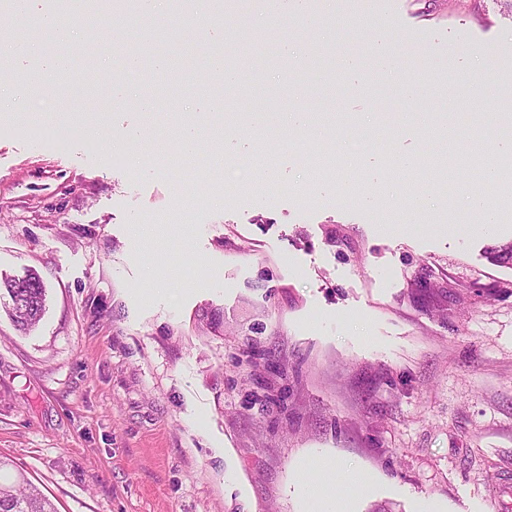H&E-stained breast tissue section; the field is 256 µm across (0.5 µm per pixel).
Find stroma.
<instances>
[{"instance_id": "1", "label": "stroma", "mask_w": 512, "mask_h": 512, "mask_svg": "<svg viewBox=\"0 0 512 512\" xmlns=\"http://www.w3.org/2000/svg\"><path fill=\"white\" fill-rule=\"evenodd\" d=\"M504 8L223 0L217 20L189 0L173 32L107 9L46 41L71 73L45 72L52 95L26 105L41 127L0 114V479L25 473L58 512H314L308 479L350 512H512V266L488 258L512 242V183L472 170L512 149ZM129 45L196 75L217 48L242 81L126 71ZM249 113L290 139L258 142ZM190 122L205 134L185 154ZM88 123L164 147L134 163ZM321 158L385 196L345 194ZM31 273L46 309L26 333L7 283Z\"/></svg>"}]
</instances>
